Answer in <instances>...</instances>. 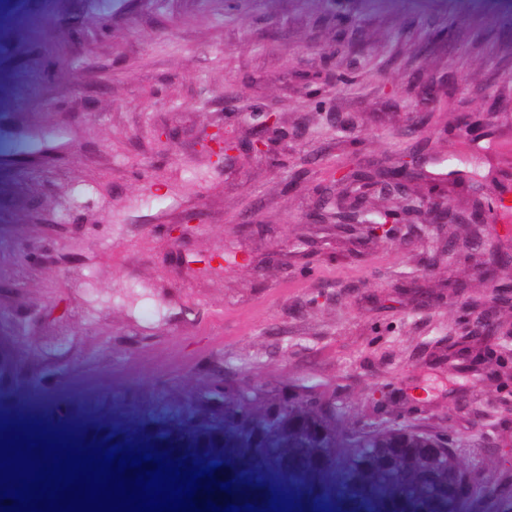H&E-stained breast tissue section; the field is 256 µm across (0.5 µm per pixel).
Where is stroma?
Segmentation results:
<instances>
[{"mask_svg":"<svg viewBox=\"0 0 512 512\" xmlns=\"http://www.w3.org/2000/svg\"><path fill=\"white\" fill-rule=\"evenodd\" d=\"M47 2L27 24L0 13V403L37 393L58 431L60 404L93 392L76 419L132 431L173 390L223 405L209 377L225 370L449 436L488 480L512 468V359L445 358L512 214L452 260L459 224L359 244L311 221L327 169L355 155L425 147L436 173L466 157L474 182L449 190L462 211L512 189V0ZM258 112L304 137L213 165L205 130L248 137ZM189 211L197 228L172 246Z\"/></svg>","mask_w":512,"mask_h":512,"instance_id":"obj_1","label":"stroma"}]
</instances>
